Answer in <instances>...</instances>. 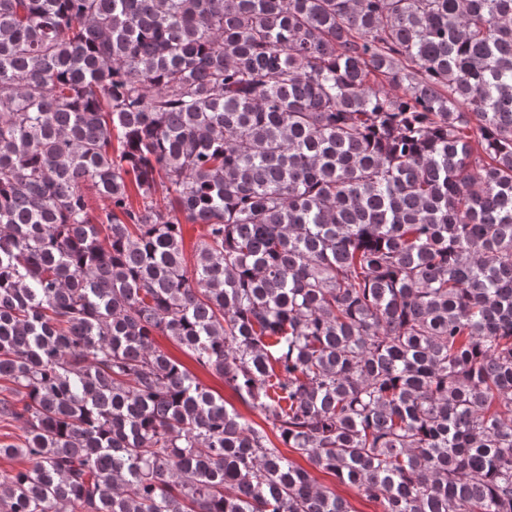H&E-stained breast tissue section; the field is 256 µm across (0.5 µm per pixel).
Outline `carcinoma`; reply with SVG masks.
<instances>
[{
    "mask_svg": "<svg viewBox=\"0 0 512 512\" xmlns=\"http://www.w3.org/2000/svg\"><path fill=\"white\" fill-rule=\"evenodd\" d=\"M316 471L512 512V0H0V512ZM156 344L166 352H168L173 358L182 362L191 372L197 375L210 389L217 395L224 398L227 404L233 405L240 413H242L250 421L257 423L267 430L269 427L264 422L263 417L257 412L250 410L238 397L232 392V390L224 384V379L200 369L193 359L180 348L176 343L170 340L166 336H156Z\"/></svg>",
    "mask_w": 512,
    "mask_h": 512,
    "instance_id": "obj_1",
    "label": "carcinoma"
}]
</instances>
